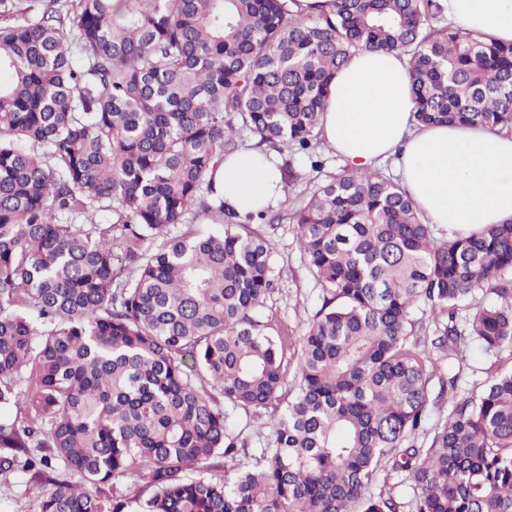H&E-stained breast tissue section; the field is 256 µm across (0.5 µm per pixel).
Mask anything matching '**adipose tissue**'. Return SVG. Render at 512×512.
<instances>
[{
	"label": "adipose tissue",
	"instance_id": "adipose-tissue-1",
	"mask_svg": "<svg viewBox=\"0 0 512 512\" xmlns=\"http://www.w3.org/2000/svg\"><path fill=\"white\" fill-rule=\"evenodd\" d=\"M454 27L512 43V0H438ZM408 61L357 52L329 84L321 137L350 168L398 160L403 186L429 223L464 230L512 220V133L466 125L416 127ZM279 160L254 149L225 158L215 189L244 216L282 194Z\"/></svg>",
	"mask_w": 512,
	"mask_h": 512
}]
</instances>
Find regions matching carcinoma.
Wrapping results in <instances>:
<instances>
[{
  "label": "carcinoma",
  "instance_id": "1",
  "mask_svg": "<svg viewBox=\"0 0 512 512\" xmlns=\"http://www.w3.org/2000/svg\"><path fill=\"white\" fill-rule=\"evenodd\" d=\"M119 5L0 0V473L37 512H512V370L459 391L468 348L512 352V221L439 236L399 179L343 168L289 217L324 292L293 339L267 210L212 186L243 132L291 152L285 186L320 172L327 85L365 49L409 57L417 123L509 131L512 43L438 0ZM197 208L223 230L173 234ZM260 410L251 454L228 423ZM386 469L408 501L366 493ZM119 478L149 495L91 491Z\"/></svg>",
  "mask_w": 512,
  "mask_h": 512
}]
</instances>
